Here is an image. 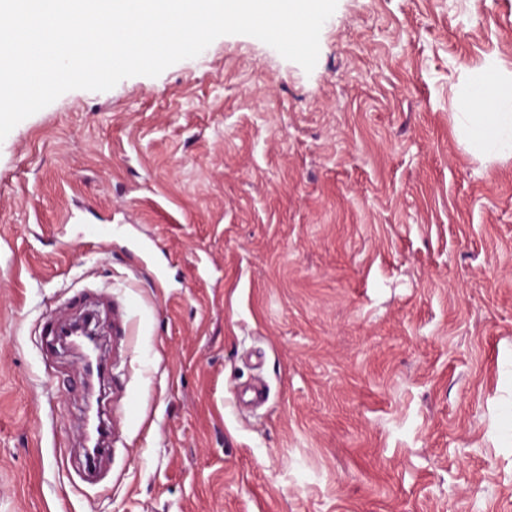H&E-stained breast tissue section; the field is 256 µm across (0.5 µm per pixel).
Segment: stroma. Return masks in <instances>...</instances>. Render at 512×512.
<instances>
[{
  "label": "stroma",
  "instance_id": "stroma-1",
  "mask_svg": "<svg viewBox=\"0 0 512 512\" xmlns=\"http://www.w3.org/2000/svg\"><path fill=\"white\" fill-rule=\"evenodd\" d=\"M511 74L512 0H338L312 72L224 35L20 122L0 512H512V156L453 115ZM89 310L130 410L92 474L41 333Z\"/></svg>",
  "mask_w": 512,
  "mask_h": 512
}]
</instances>
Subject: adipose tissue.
Returning <instances> with one entry per match:
<instances>
[{"mask_svg": "<svg viewBox=\"0 0 512 512\" xmlns=\"http://www.w3.org/2000/svg\"><path fill=\"white\" fill-rule=\"evenodd\" d=\"M461 127L481 151L512 153V78L485 91L462 88L456 98Z\"/></svg>", "mask_w": 512, "mask_h": 512, "instance_id": "1", "label": "adipose tissue"}]
</instances>
